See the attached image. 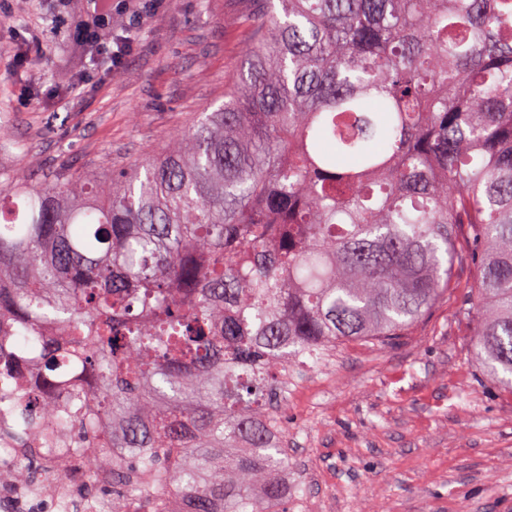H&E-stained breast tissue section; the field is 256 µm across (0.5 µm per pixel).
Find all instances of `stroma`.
<instances>
[{
  "label": "stroma",
  "mask_w": 512,
  "mask_h": 512,
  "mask_svg": "<svg viewBox=\"0 0 512 512\" xmlns=\"http://www.w3.org/2000/svg\"><path fill=\"white\" fill-rule=\"evenodd\" d=\"M261 0H139L113 11L134 50L109 71L73 52L72 7L0 0V171L67 164L86 177L155 153L224 100ZM41 47L18 63L24 44ZM479 275L466 232L451 284L405 336L345 343L290 369L280 407L293 512H512V391L473 357Z\"/></svg>",
  "instance_id": "35a3bbf8"
}]
</instances>
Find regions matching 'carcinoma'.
Segmentation results:
<instances>
[{"label":"carcinoma","instance_id":"obj_1","mask_svg":"<svg viewBox=\"0 0 512 512\" xmlns=\"http://www.w3.org/2000/svg\"><path fill=\"white\" fill-rule=\"evenodd\" d=\"M278 2L159 156L0 173V395L18 444L97 454L80 512H288V369L406 335L462 226L512 390V0Z\"/></svg>","mask_w":512,"mask_h":512}]
</instances>
